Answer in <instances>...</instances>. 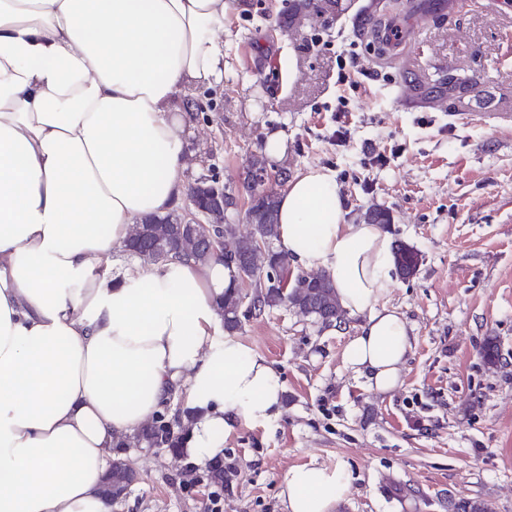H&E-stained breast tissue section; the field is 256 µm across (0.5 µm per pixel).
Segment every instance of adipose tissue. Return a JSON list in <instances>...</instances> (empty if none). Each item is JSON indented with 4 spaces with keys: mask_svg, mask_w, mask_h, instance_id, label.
<instances>
[{
    "mask_svg": "<svg viewBox=\"0 0 512 512\" xmlns=\"http://www.w3.org/2000/svg\"><path fill=\"white\" fill-rule=\"evenodd\" d=\"M226 0H0V512H114L120 440L166 404L189 411L184 451L206 465L245 424L277 415L284 384L221 335L237 287L221 255L144 266L133 224L184 191L195 89L224 75ZM278 237L325 271L360 317L345 359L393 391L411 348L384 305L393 245L350 222L332 169L279 199ZM343 464L289 469L287 512H333Z\"/></svg>",
    "mask_w": 512,
    "mask_h": 512,
    "instance_id": "adipose-tissue-1",
    "label": "adipose tissue"
}]
</instances>
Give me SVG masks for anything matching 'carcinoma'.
I'll return each instance as SVG.
<instances>
[{
	"mask_svg": "<svg viewBox=\"0 0 512 512\" xmlns=\"http://www.w3.org/2000/svg\"><path fill=\"white\" fill-rule=\"evenodd\" d=\"M251 165L268 169L274 179L262 186H255L252 171L246 172L242 188L249 195L251 204L245 211V220L251 224L252 231L246 235L240 233L233 219H224L223 229L214 227L217 219L208 214L199 217V226L191 231H182L177 223L178 215L148 216L141 223L133 225L127 247L141 262L156 265L173 259H194L199 262L208 261L214 250L209 248L204 235H224V241L230 244L229 252L237 262L239 271L250 278L254 288L251 308L261 312L265 308L286 305L297 313L311 318H319L324 323L336 321L343 316L342 307L336 297V290L326 275L317 276L309 281V288H289L283 291L278 284V275L288 262V254L283 250L274 249L266 254L262 271L257 264L256 246L258 241L275 244L277 241V188L288 181V167L269 163L265 155H255ZM418 253L410 246L400 243L396 245L394 261L396 269L404 278L413 276L418 268ZM266 277H261V273ZM242 293L235 288L224 295L219 302V310L224 318V328L233 332L240 325L239 313L242 307ZM184 432L181 423L171 424L164 421V415L158 414L136 436L120 442L121 448H137L144 443L152 444L158 437H163V444L175 448L179 437ZM133 472L122 458L112 463V483L125 489L130 487ZM455 512H490L488 504L479 499H465L452 502Z\"/></svg>",
	"mask_w": 512,
	"mask_h": 512,
	"instance_id": "cac0c4a2",
	"label": "carcinoma"
}]
</instances>
